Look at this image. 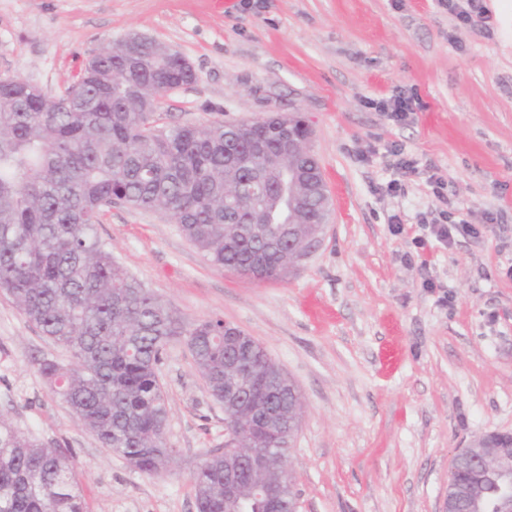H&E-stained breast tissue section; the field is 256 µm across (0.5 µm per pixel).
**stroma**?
Returning a JSON list of instances; mask_svg holds the SVG:
<instances>
[{
    "label": "stroma",
    "mask_w": 512,
    "mask_h": 512,
    "mask_svg": "<svg viewBox=\"0 0 512 512\" xmlns=\"http://www.w3.org/2000/svg\"><path fill=\"white\" fill-rule=\"evenodd\" d=\"M502 2L503 19L489 0H0V77L54 95L93 51L138 32L196 72L160 98L163 123L307 120L330 214L320 247L286 278L213 265L151 211L115 205L94 226L168 308L240 327L298 387L288 469L299 512H442L454 455L512 433V0ZM401 94L415 105L398 120L380 104ZM395 148L415 175L395 167ZM444 219L480 235L443 245L429 226ZM35 355L71 361L0 291V413L71 450L87 512H197L192 478L224 445V409L183 340L159 374L177 455L152 476L80 425Z\"/></svg>",
    "instance_id": "obj_1"
}]
</instances>
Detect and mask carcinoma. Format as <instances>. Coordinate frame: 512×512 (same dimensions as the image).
<instances>
[{
	"label": "carcinoma",
	"instance_id": "carcinoma-1",
	"mask_svg": "<svg viewBox=\"0 0 512 512\" xmlns=\"http://www.w3.org/2000/svg\"><path fill=\"white\" fill-rule=\"evenodd\" d=\"M80 98L67 110L52 96H22L24 79L0 81V289L71 363L35 356L32 364L102 447L143 473L166 469L175 449L166 431L167 395L158 380L174 339L190 350L209 395L230 388L255 402L277 385L282 436H246L287 473L288 449L303 402L262 348L251 371L224 356V321L175 315L114 259L94 234L114 204L170 217L212 264L258 280L287 275L288 237L302 238L328 218L319 199L297 200L280 155L281 115L251 124H160L159 98L193 74L183 57L155 40L124 51L108 45L80 70ZM499 464L481 471L461 461L455 479L486 504L499 496ZM202 512H224V458L193 476ZM0 512H86L67 451L18 430L0 414Z\"/></svg>",
	"mask_w": 512,
	"mask_h": 512
}]
</instances>
